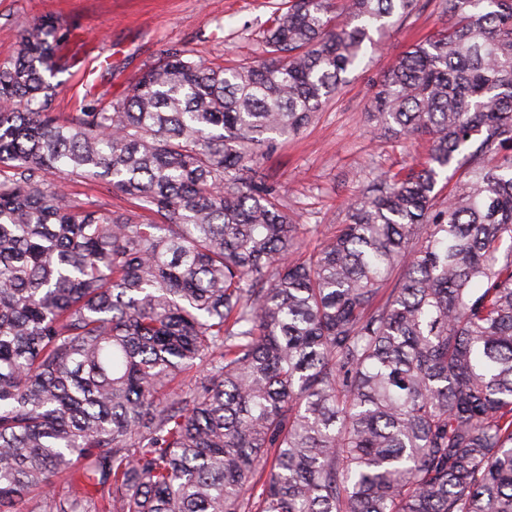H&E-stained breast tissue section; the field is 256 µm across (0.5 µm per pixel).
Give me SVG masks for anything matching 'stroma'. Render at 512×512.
I'll list each match as a JSON object with an SVG mask.
<instances>
[{"label":"stroma","mask_w":512,"mask_h":512,"mask_svg":"<svg viewBox=\"0 0 512 512\" xmlns=\"http://www.w3.org/2000/svg\"><path fill=\"white\" fill-rule=\"evenodd\" d=\"M286 0H0V60L11 56L23 34L51 16L67 33L71 66L52 109L77 111L87 82L101 107L124 97L140 73L176 45L207 62L253 60L263 32ZM444 22L433 5L418 9L377 39L359 69L300 134L279 139L260 161L281 196L291 223L304 225L301 252L345 220L346 206L382 173L405 171L423 161L428 142L378 125L370 112L372 84L409 46Z\"/></svg>","instance_id":"1"}]
</instances>
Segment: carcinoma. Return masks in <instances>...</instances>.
I'll list each match as a JSON object with an SVG mask.
<instances>
[{
	"label": "carcinoma",
	"instance_id": "1",
	"mask_svg": "<svg viewBox=\"0 0 512 512\" xmlns=\"http://www.w3.org/2000/svg\"><path fill=\"white\" fill-rule=\"evenodd\" d=\"M418 4L287 0L108 109L49 111L51 19L0 63V512H512V0H435L373 95L428 157L310 254L259 166ZM73 190H77L78 192H84L88 195L92 196L93 199H98L99 201L108 204L106 207L110 209H116L119 207L126 206V202L112 194H108L106 189L104 188V184L100 183H90L77 185L73 187Z\"/></svg>",
	"mask_w": 512,
	"mask_h": 512
}]
</instances>
